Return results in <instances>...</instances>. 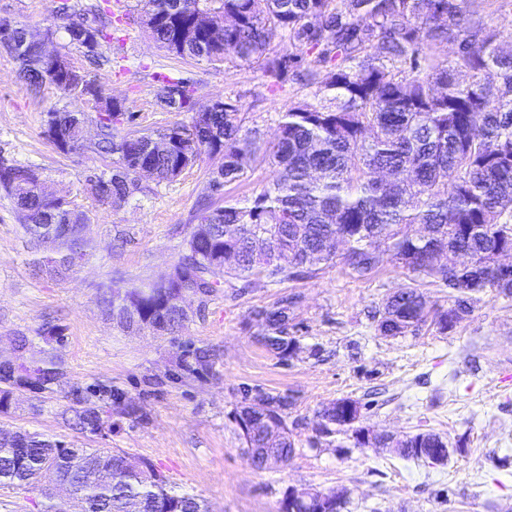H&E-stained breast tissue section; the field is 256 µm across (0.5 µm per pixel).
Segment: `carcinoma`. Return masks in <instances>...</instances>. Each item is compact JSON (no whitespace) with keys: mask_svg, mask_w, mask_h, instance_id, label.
<instances>
[{"mask_svg":"<svg viewBox=\"0 0 512 512\" xmlns=\"http://www.w3.org/2000/svg\"><path fill=\"white\" fill-rule=\"evenodd\" d=\"M151 36L169 51L211 63L258 66L281 79L288 68L314 56L322 70H309L307 85L322 104L308 109L299 103L276 120V138L268 160L271 181L243 199L206 207L200 223L206 234L190 232L174 276L149 288L124 291L126 304L112 300V288L100 304L128 327L171 335L184 327L178 298L193 288L203 298L221 287L218 277L248 280L263 277L288 281L313 274L333 262V244L349 245L346 260L361 275L375 268L367 252L387 244L390 258L407 270L433 278L458 293L455 305L434 314V324L447 332L470 312L472 295L494 289L512 294V273L491 274L484 265L496 247L512 248V51L500 46L498 33L469 10L467 0H141ZM205 11L214 19H230L223 36L212 40L195 26ZM288 39L295 52H270L275 35ZM26 28L0 18V48L17 64V74L33 90L52 84L63 91L76 87L48 65L40 64L38 46L28 54L17 47ZM442 43L458 46L446 63L431 61ZM459 69L471 81L455 78ZM494 72L499 81L484 79ZM178 98L168 107L192 113L191 121L152 135L136 131L114 140L112 127L124 122L126 108L112 105L101 117L94 151L113 158L112 174L87 181L99 201L119 207L140 191L139 169H151L160 181H173L204 154L221 156L222 165L209 180L210 197L244 180L246 145L257 131L243 127L231 100L200 116L182 81L170 84ZM49 142L63 154L83 147L81 128L64 108L46 112ZM167 143L164 153L148 150ZM31 168L0 157V193L11 199L30 242L43 239L52 251L36 266L55 277H67L93 250L82 232L86 214L70 203L51 202L29 177ZM439 247L465 250L471 264L448 273L440 264L422 263ZM264 331L257 341L289 358L298 341L288 335V300L254 311ZM429 310L414 288L388 297L378 330L401 336L427 321ZM50 347L33 366L0 363V413L13 403L14 389L25 387L35 373L41 392L53 393L65 383L60 353L65 336L52 327L44 333ZM212 366L211 356L189 351L185 367L197 375ZM293 395L261 398V406L242 418L243 453L263 469L268 449L283 461L294 454L288 430ZM74 425L97 433L112 402L80 398L71 408ZM331 427L327 436L357 432L344 410L331 403L320 412ZM433 432L414 433L402 442L399 456L425 461L435 447ZM64 482L71 497L60 503L45 495L42 512H206L196 495L168 485L154 467L121 452H101L42 433L0 432V485L37 488Z\"/></svg>","mask_w":512,"mask_h":512,"instance_id":"cac0c4a2","label":"carcinoma"}]
</instances>
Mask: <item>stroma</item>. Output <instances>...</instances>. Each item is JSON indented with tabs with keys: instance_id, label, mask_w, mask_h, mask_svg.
Instances as JSON below:
<instances>
[{
	"instance_id": "obj_1",
	"label": "stroma",
	"mask_w": 512,
	"mask_h": 512,
	"mask_svg": "<svg viewBox=\"0 0 512 512\" xmlns=\"http://www.w3.org/2000/svg\"><path fill=\"white\" fill-rule=\"evenodd\" d=\"M71 3L89 21L100 7L112 23L111 39L95 52L70 44L55 17L56 0H0V18L23 24L101 91L97 100L48 85L30 93L0 49V156L36 170L49 192L84 211L85 232L96 244L68 279L36 270L15 205L0 195V356L21 363L39 357L47 347L44 328L56 325L66 337L68 373L60 392L16 391L11 412L0 414V430L37 431L148 460L177 489L201 498L208 512H279L291 486L345 488L344 512H512V294L476 295L470 313L444 334L426 323L384 336L373 314L387 296L415 288L441 311L454 296L387 257L358 276L341 246L334 263L304 279L245 285L233 279L207 302L185 297L193 317L176 334L131 331L112 320L100 291L147 288L171 271L222 159L202 156L171 182L142 177L140 192L121 207L98 202L85 176L112 168L91 148L102 99L124 102L134 114L133 124L114 128L118 138L189 122L190 113L161 100L166 86L182 78L198 105L235 101L244 127L260 137L246 179L226 188L230 198L270 181L266 154L279 113L297 102L313 109L321 100L298 69L279 81L256 68L176 56L146 30L139 0ZM469 8L498 32L503 49L512 48V0H471ZM62 106L86 119V148L66 155L41 134L47 110ZM284 298L288 333L300 343L285 361L257 342L261 328L253 317ZM21 334L30 345L18 354L14 338ZM189 343L215 354L209 373L190 378L182 370ZM97 385L121 398L92 435L74 426L70 406L73 392ZM264 393L294 395L288 427L295 452L287 463L258 469L242 453L235 414L245 396ZM346 397L360 402L362 426L392 439L440 434L453 448L448 462H406L386 448L355 447L346 434L320 436L319 412Z\"/></svg>"
}]
</instances>
